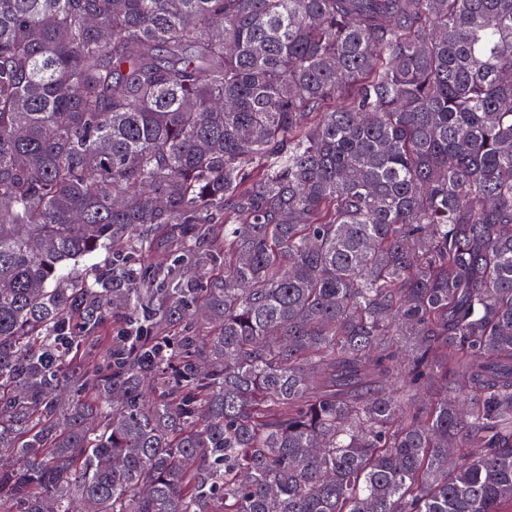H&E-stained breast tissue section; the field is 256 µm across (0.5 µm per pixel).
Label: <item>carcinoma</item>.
<instances>
[{
    "label": "carcinoma",
    "mask_w": 512,
    "mask_h": 512,
    "mask_svg": "<svg viewBox=\"0 0 512 512\" xmlns=\"http://www.w3.org/2000/svg\"><path fill=\"white\" fill-rule=\"evenodd\" d=\"M2 504L512 512V0H0Z\"/></svg>",
    "instance_id": "1"
}]
</instances>
